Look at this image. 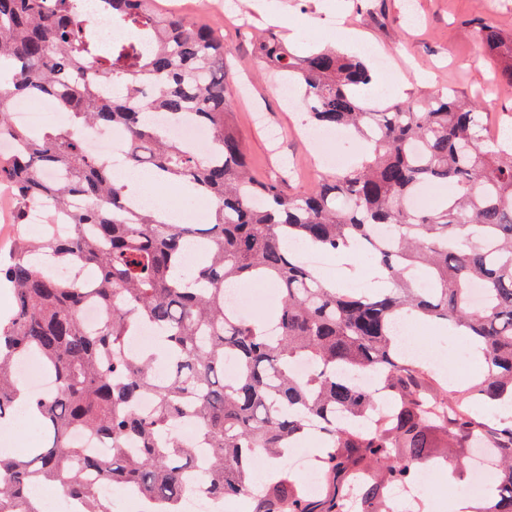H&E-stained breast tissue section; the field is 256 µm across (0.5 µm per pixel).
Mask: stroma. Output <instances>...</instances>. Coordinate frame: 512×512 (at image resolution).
Listing matches in <instances>:
<instances>
[{"label": "stroma", "instance_id": "stroma-1", "mask_svg": "<svg viewBox=\"0 0 512 512\" xmlns=\"http://www.w3.org/2000/svg\"><path fill=\"white\" fill-rule=\"evenodd\" d=\"M225 14H210L229 50L227 92L233 122L258 176L275 175L283 166H295L298 175L286 186L288 194L307 192L318 174L317 158L323 145L302 135L303 106L288 105L273 88L264 64L245 37L242 22L255 35L276 34L289 45L332 46L355 56L371 47L388 62L387 71H373L363 88L366 105L382 109L398 100L422 101L436 90L452 89L477 100L481 134L495 148L496 127L512 130V89L502 86L497 72L502 64L487 55L470 21L490 20L512 33V0H226ZM278 129L271 143L256 127L255 115ZM411 343L441 357L448 372L459 375L456 389H465L485 367L472 357L468 337L448 334L436 324L416 319Z\"/></svg>", "mask_w": 512, "mask_h": 512}]
</instances>
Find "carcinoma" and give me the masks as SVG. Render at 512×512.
<instances>
[{"instance_id":"carcinoma-1","label":"carcinoma","mask_w":512,"mask_h":512,"mask_svg":"<svg viewBox=\"0 0 512 512\" xmlns=\"http://www.w3.org/2000/svg\"><path fill=\"white\" fill-rule=\"evenodd\" d=\"M100 14L124 32L121 43L101 42ZM473 24L504 62L500 81L512 86V34L481 18ZM225 53L210 26L157 0H96L90 12L81 0H0V135L17 143L0 156V182L17 199L16 223L38 203L48 224L63 211L70 225L39 247L21 234L0 260V287L14 302L0 319V426L28 407L47 439L25 458L0 454V512H37L29 490L39 482L83 500L86 512H112L89 473L137 488L152 512H182L197 450L177 436L181 421L197 425L209 454L199 482L221 499L252 490L257 453L278 458L318 426L331 493L314 501L277 470L254 494L260 512H345L356 475L358 512H397L389 488L412 486L417 463L437 457L444 435L486 441L500 468L491 477L496 500L482 512H512V425L492 426L473 408L512 392V147H483L474 100L437 91L424 107L408 101L372 112L354 93L371 81L362 60L329 48L298 55L270 38L258 54L297 86L308 123L351 129L366 146L361 166L320 174L292 196L282 181L248 173ZM30 96L53 100L67 125L15 124L13 101ZM154 112L191 114L213 138L204 149L185 147L152 122ZM89 124L120 131L129 166L146 164L161 184L202 191L213 217L168 224L156 208L126 214V186L80 140ZM435 184L452 193L430 209L408 205ZM382 224L390 234L377 238ZM298 244L329 254L362 245L391 287L356 295L330 286L300 263ZM41 250L55 267L36 263ZM68 266L91 278L62 276ZM242 281L274 285L275 312L254 320L229 313L225 286ZM476 284L481 303L472 301ZM92 296L110 311L96 329L80 317ZM406 315L479 341L482 378L450 401L438 397L442 381L397 343ZM144 327L156 330L158 345L132 355L127 341ZM28 352L56 376V392L31 393L15 376V360ZM300 358L311 367L303 378L291 371ZM362 372L378 376L388 410L358 386ZM145 396L148 413L139 410ZM75 429L109 454L73 443Z\"/></svg>"}]
</instances>
